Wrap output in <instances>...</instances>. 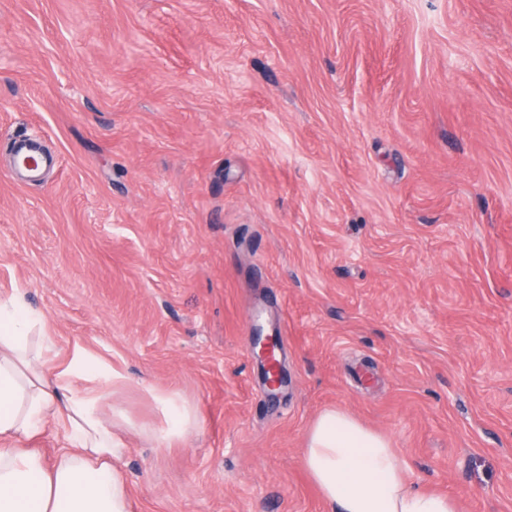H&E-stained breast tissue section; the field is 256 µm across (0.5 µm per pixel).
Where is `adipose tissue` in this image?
Masks as SVG:
<instances>
[{"label": "adipose tissue", "instance_id": "adipose-tissue-1", "mask_svg": "<svg viewBox=\"0 0 512 512\" xmlns=\"http://www.w3.org/2000/svg\"><path fill=\"white\" fill-rule=\"evenodd\" d=\"M37 321L21 290L0 296V512H131L114 464L123 443L101 407L126 378L79 347L47 372L56 342L32 339ZM50 430L62 442L48 458L35 443ZM300 465L335 512H458L448 496L411 487L389 441L337 409L310 427Z\"/></svg>", "mask_w": 512, "mask_h": 512}]
</instances>
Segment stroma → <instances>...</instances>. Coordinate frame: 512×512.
Returning a JSON list of instances; mask_svg holds the SVG:
<instances>
[{
  "mask_svg": "<svg viewBox=\"0 0 512 512\" xmlns=\"http://www.w3.org/2000/svg\"><path fill=\"white\" fill-rule=\"evenodd\" d=\"M20 135L59 161L38 183ZM15 288L127 378L133 512H323L299 458L329 408L512 512V0H0ZM157 392L201 430L159 442ZM275 349H278V343L273 335L266 336L265 339L257 337L253 342L254 355L261 370L263 384L272 395L285 387L288 382L283 363L273 359ZM269 372L273 374L272 379L268 377Z\"/></svg>",
  "mask_w": 512,
  "mask_h": 512,
  "instance_id": "1",
  "label": "stroma"
}]
</instances>
